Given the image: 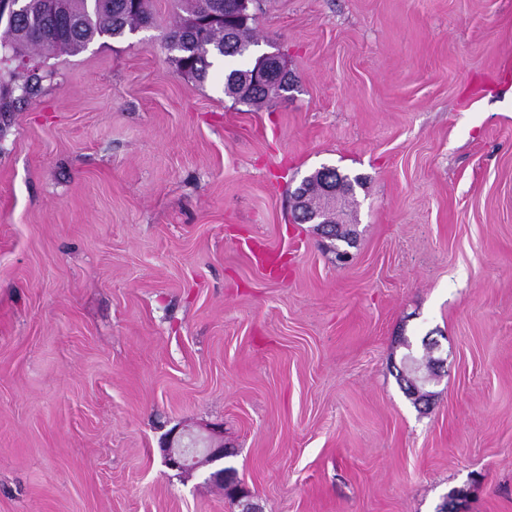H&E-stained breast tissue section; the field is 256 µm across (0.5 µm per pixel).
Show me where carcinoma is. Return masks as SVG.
<instances>
[{
    "instance_id": "cac0c4a2",
    "label": "carcinoma",
    "mask_w": 512,
    "mask_h": 512,
    "mask_svg": "<svg viewBox=\"0 0 512 512\" xmlns=\"http://www.w3.org/2000/svg\"><path fill=\"white\" fill-rule=\"evenodd\" d=\"M61 9L54 15H38L30 6L23 16L22 25L9 27L0 38V48L17 55L25 48L47 51L62 50L79 53L100 38L122 39L136 31L143 22L150 21L148 0H140L136 11L128 7L127 0H60ZM181 14L164 34L167 47L175 48L174 62L179 71L199 81L208 78L210 70L228 58H238L243 64L224 75V94L248 107H261L271 102L279 91H266L252 86L255 65L246 62L252 58V47L258 40L250 24H240L224 30V24L194 30L187 22L205 13L222 17L236 12L237 0H178ZM46 75L34 70L27 72L23 83L18 85L22 95L33 94ZM324 176L342 183L346 192L363 184L360 176L350 177L332 166L323 167ZM310 212L324 215L332 213L329 200L319 189L318 182L311 181L304 187Z\"/></svg>"
}]
</instances>
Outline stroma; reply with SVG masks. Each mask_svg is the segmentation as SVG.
Here are the masks:
<instances>
[{"label":"stroma","instance_id":"35a3bbf8","mask_svg":"<svg viewBox=\"0 0 512 512\" xmlns=\"http://www.w3.org/2000/svg\"><path fill=\"white\" fill-rule=\"evenodd\" d=\"M148 5L0 116V512H240L163 462L210 423L259 512H512V0H259V112ZM325 165L344 264L292 218ZM321 168L323 169L322 173L324 174V176L332 179L325 180L322 183L323 192L331 198H339L344 193V186L346 187V193L352 194L355 184H363V179L359 175L351 178L348 174L341 173L335 167L323 166Z\"/></svg>","mask_w":512,"mask_h":512}]
</instances>
